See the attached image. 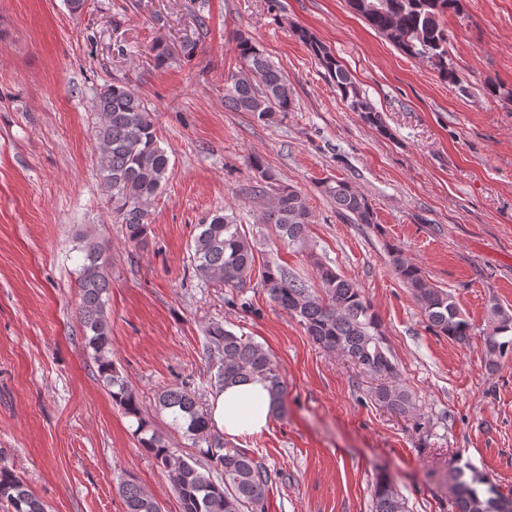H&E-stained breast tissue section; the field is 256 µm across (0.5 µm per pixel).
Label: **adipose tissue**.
<instances>
[{
    "label": "adipose tissue",
    "instance_id": "ef3b65f1",
    "mask_svg": "<svg viewBox=\"0 0 512 512\" xmlns=\"http://www.w3.org/2000/svg\"><path fill=\"white\" fill-rule=\"evenodd\" d=\"M212 425L229 435L265 429L273 415L270 394L257 379L226 386L209 400Z\"/></svg>",
    "mask_w": 512,
    "mask_h": 512
}]
</instances>
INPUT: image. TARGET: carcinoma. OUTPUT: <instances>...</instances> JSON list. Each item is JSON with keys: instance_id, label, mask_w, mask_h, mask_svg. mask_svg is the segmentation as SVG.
I'll list each match as a JSON object with an SVG mask.
<instances>
[{"instance_id": "cac0c4a2", "label": "carcinoma", "mask_w": 512, "mask_h": 512, "mask_svg": "<svg viewBox=\"0 0 512 512\" xmlns=\"http://www.w3.org/2000/svg\"><path fill=\"white\" fill-rule=\"evenodd\" d=\"M348 6L403 54L427 59L443 81L458 83L456 69L448 64V30L442 19L448 13L465 14L464 0H348ZM297 35L326 70L348 109L386 131L381 113L363 96L342 62L309 31L300 29ZM232 42L244 71L224 85V106L264 122L291 111L293 95L287 78L260 52L253 37L238 29ZM94 111L98 115L94 131L98 175L112 215L125 226L129 241L142 244L152 224L151 201L169 170L167 153L156 136L155 116L123 81L100 89ZM273 191L269 210L263 214L264 223L275 225L278 236L290 244L302 241L312 223L305 198L290 186L279 185ZM323 192L336 206V213L349 223H377L372 203L347 180L328 181ZM197 230L190 251L198 276L232 288L246 287L256 266L254 246L235 219L214 214L197 225ZM392 264L435 335L457 343L471 339L472 325L449 292L435 287L397 249L392 251ZM319 278L321 289L316 291L283 267L268 264L261 272V285L276 305L303 325L315 344L382 380L373 393L379 404L399 414L408 412L412 396L391 383L397 369L372 306L358 288L334 270L319 268ZM77 284L84 347L112 400L136 419L134 434L165 471L181 512H264L270 472L249 450L224 443V435L209 425L206 404L189 384L161 389L155 404L170 413L172 428L192 440L200 457L178 454L163 436L150 431L137 394L112 360L107 316L111 285L101 245L90 242L83 248ZM490 311L493 326L483 341L486 364L493 370L512 355V337L501 339V335L512 333V314L495 304ZM208 347L216 369L214 387L221 390L228 384L258 378L266 384L274 407H283L285 385L279 366L261 345L217 323L208 329ZM119 492L126 512H161L159 502L132 477L121 480ZM451 493L455 512H512L505 510L506 500L496 486L467 463L458 470ZM0 499L9 503L12 512H48L22 478L7 469H0ZM373 512H406L405 502L386 476L375 481Z\"/></svg>"}]
</instances>
